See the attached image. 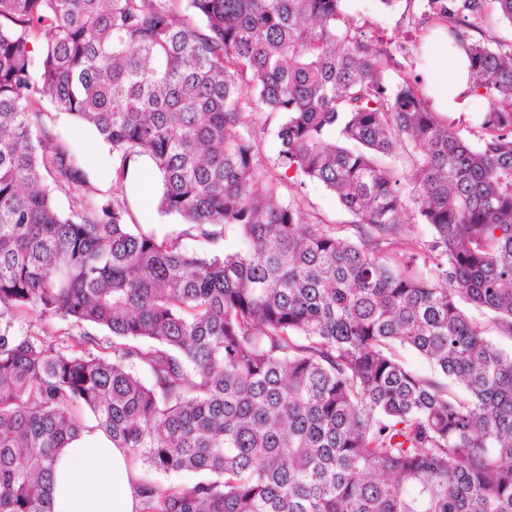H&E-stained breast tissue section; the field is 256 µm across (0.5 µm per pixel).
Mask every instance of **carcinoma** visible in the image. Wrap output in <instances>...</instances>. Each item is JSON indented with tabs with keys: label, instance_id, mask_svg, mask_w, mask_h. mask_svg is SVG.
<instances>
[{
	"label": "carcinoma",
	"instance_id": "obj_1",
	"mask_svg": "<svg viewBox=\"0 0 512 512\" xmlns=\"http://www.w3.org/2000/svg\"><path fill=\"white\" fill-rule=\"evenodd\" d=\"M490 3L512 25V0L418 20L468 41L474 147L387 79L345 0H0V320L82 329L0 330V512H51L55 457L92 427L142 470L141 512H512V353L460 306L512 338V42L473 38ZM46 98L110 146V194ZM258 103L282 115L277 165L332 191L347 233L279 200ZM143 156L175 236L126 223ZM408 208L421 267L385 251ZM178 473L199 478H156ZM5 326H10V331L24 336L28 335H45V332H52L53 334H61L63 332H69L74 335H78L80 333V329L72 327L67 321L61 318H55L50 322L41 321L38 318V315L29 312L23 315L17 316L14 319L7 321H2L0 323V329H4Z\"/></svg>",
	"mask_w": 512,
	"mask_h": 512
}]
</instances>
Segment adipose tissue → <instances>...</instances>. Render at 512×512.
I'll return each instance as SVG.
<instances>
[{"mask_svg":"<svg viewBox=\"0 0 512 512\" xmlns=\"http://www.w3.org/2000/svg\"><path fill=\"white\" fill-rule=\"evenodd\" d=\"M423 52L436 62L430 85L437 109L463 111L472 97L464 47L438 26ZM137 480L127 449L114 447L102 431L83 433L56 459L52 512H140Z\"/></svg>","mask_w":512,"mask_h":512,"instance_id":"1","label":"adipose tissue"}]
</instances>
